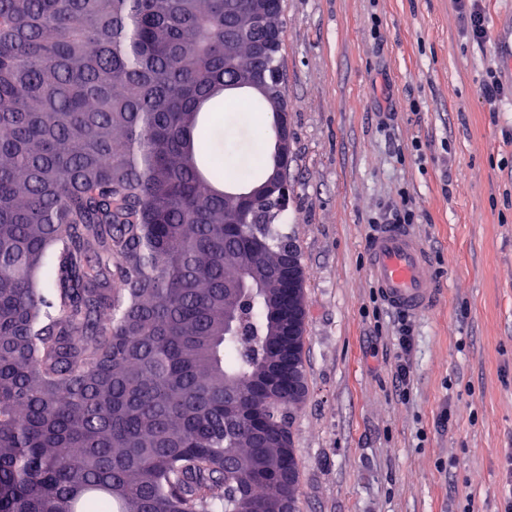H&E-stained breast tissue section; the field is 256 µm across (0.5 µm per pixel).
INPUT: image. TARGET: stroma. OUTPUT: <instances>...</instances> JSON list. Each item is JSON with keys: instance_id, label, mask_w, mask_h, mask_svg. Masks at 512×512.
<instances>
[{"instance_id": "35a3bbf8", "label": "stroma", "mask_w": 512, "mask_h": 512, "mask_svg": "<svg viewBox=\"0 0 512 512\" xmlns=\"http://www.w3.org/2000/svg\"><path fill=\"white\" fill-rule=\"evenodd\" d=\"M281 4L293 155L278 225L301 253L308 315V393L291 423L300 512H457L467 500L499 512L512 448V99L489 106L480 88L490 67L512 83V0H485L481 45L463 38L451 0ZM226 128L247 181L262 179L251 157L272 153V134L234 113ZM402 189L441 293L427 315L384 305L373 319L367 243Z\"/></svg>"}]
</instances>
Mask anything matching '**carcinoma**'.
I'll return each instance as SVG.
<instances>
[{
	"instance_id": "1",
	"label": "carcinoma",
	"mask_w": 512,
	"mask_h": 512,
	"mask_svg": "<svg viewBox=\"0 0 512 512\" xmlns=\"http://www.w3.org/2000/svg\"><path fill=\"white\" fill-rule=\"evenodd\" d=\"M255 8L0 0V512H298L303 398L266 345L293 316L307 390L301 254L273 278L276 212L224 233L244 172L220 119L196 137L224 83L281 74L246 44L224 62V22Z\"/></svg>"
}]
</instances>
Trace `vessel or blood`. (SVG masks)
Wrapping results in <instances>:
<instances>
[{
  "instance_id": "1",
  "label": "vessel or blood",
  "mask_w": 512,
  "mask_h": 512,
  "mask_svg": "<svg viewBox=\"0 0 512 512\" xmlns=\"http://www.w3.org/2000/svg\"><path fill=\"white\" fill-rule=\"evenodd\" d=\"M369 273L385 303L410 315L433 310L438 288L426 248L406 224H387L369 242Z\"/></svg>"
}]
</instances>
